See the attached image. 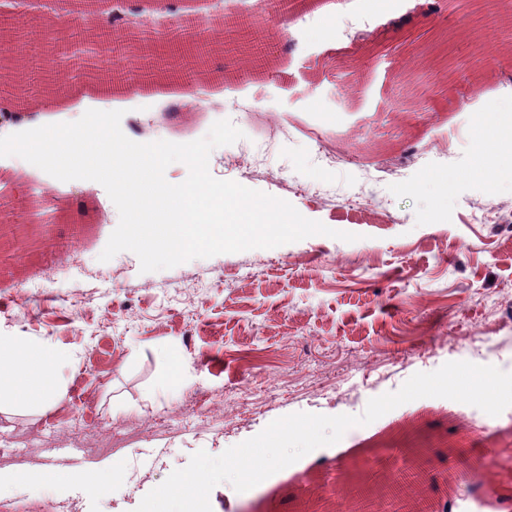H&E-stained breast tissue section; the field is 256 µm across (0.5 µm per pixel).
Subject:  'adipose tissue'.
Listing matches in <instances>:
<instances>
[{
	"mask_svg": "<svg viewBox=\"0 0 512 512\" xmlns=\"http://www.w3.org/2000/svg\"><path fill=\"white\" fill-rule=\"evenodd\" d=\"M70 353L0 333V414H45L64 393L58 373Z\"/></svg>",
	"mask_w": 512,
	"mask_h": 512,
	"instance_id": "ef3b65f1",
	"label": "adipose tissue"
}]
</instances>
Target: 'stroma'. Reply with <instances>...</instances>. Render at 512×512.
Here are the masks:
<instances>
[{"instance_id": "stroma-1", "label": "stroma", "mask_w": 512, "mask_h": 512, "mask_svg": "<svg viewBox=\"0 0 512 512\" xmlns=\"http://www.w3.org/2000/svg\"><path fill=\"white\" fill-rule=\"evenodd\" d=\"M321 0L293 14L271 0H237L259 16L256 49L199 35L201 52L161 65L149 90L109 96L95 84L99 52L60 57L29 40L44 105L0 136L73 122L84 109L142 113V138L188 143L227 119L243 131L215 148L209 171L291 203L305 218L357 234L314 235L271 249L197 258L144 273L129 251L100 261L119 222L105 188L60 181L0 157V331L70 352L66 393L39 416L0 415V472H75L116 462L93 491L81 482L0 486V512H135L192 454L217 456L297 412L363 413L418 372L449 361L512 372V173L485 172L474 115L490 136L512 123V53L489 69L445 72L472 47L467 0ZM135 14L118 43L126 71L142 73L157 36L218 17V0H114ZM31 27L62 17L84 36L71 0H0ZM66 94L48 93L56 67ZM204 72L196 91L223 110L186 112L176 72ZM260 156L261 175L224 157ZM336 156L322 166L321 153ZM178 359L187 385L154 381ZM430 448L445 469L449 445L489 451L498 493L473 481L449 489L448 512H512V407L493 417L444 398H420L349 429L246 491L223 482L212 512H294L312 495L306 476L339 479L347 459L382 442Z\"/></svg>"}]
</instances>
